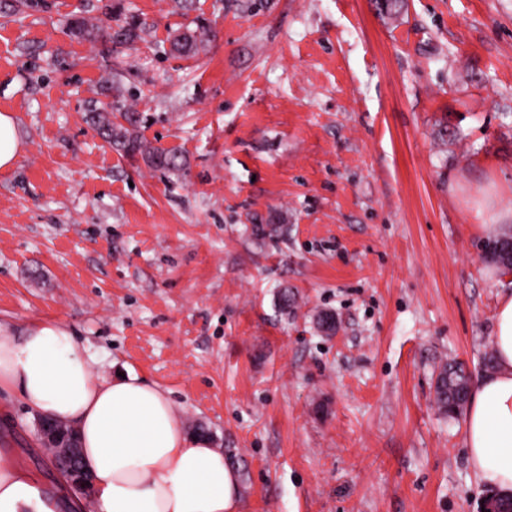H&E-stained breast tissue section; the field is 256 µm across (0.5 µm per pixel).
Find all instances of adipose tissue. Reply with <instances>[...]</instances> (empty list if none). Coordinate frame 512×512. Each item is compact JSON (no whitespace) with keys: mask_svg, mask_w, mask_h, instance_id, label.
Instances as JSON below:
<instances>
[{"mask_svg":"<svg viewBox=\"0 0 512 512\" xmlns=\"http://www.w3.org/2000/svg\"><path fill=\"white\" fill-rule=\"evenodd\" d=\"M494 371L476 379L465 446L481 488L512 496V295L497 309ZM33 415L74 426L91 476L90 512H241L240 477L209 439L190 434L162 388L134 374L97 373L72 328L37 319L0 322V391ZM40 474L0 457V512H58Z\"/></svg>","mask_w":512,"mask_h":512,"instance_id":"ef3b65f1","label":"adipose tissue"}]
</instances>
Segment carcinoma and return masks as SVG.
Returning <instances> with one entry per match:
<instances>
[{"label":"carcinoma","instance_id":"1","mask_svg":"<svg viewBox=\"0 0 512 512\" xmlns=\"http://www.w3.org/2000/svg\"><path fill=\"white\" fill-rule=\"evenodd\" d=\"M70 26L76 35L91 42L114 40L133 44L140 39L141 28L134 22L121 28L113 36L84 17L73 19ZM209 37V30L204 26L178 30L170 38L171 52L182 57H193L204 47ZM88 121L106 142L131 159H141L149 168L167 172L185 169L186 162L176 148L156 146L142 138L139 128L143 117L138 112L130 111L121 99L93 110ZM507 240V236L500 237L489 248L493 260L505 270L512 268V254L501 250V244ZM470 383L471 375L462 363L453 361L442 365L435 381L438 408L450 418L457 417L467 405ZM484 509L485 512H509L512 509V499L490 494L485 499Z\"/></svg>","mask_w":512,"mask_h":512}]
</instances>
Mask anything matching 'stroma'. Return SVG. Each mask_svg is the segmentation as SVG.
Here are the masks:
<instances>
[{
  "label": "stroma",
  "mask_w": 512,
  "mask_h": 512,
  "mask_svg": "<svg viewBox=\"0 0 512 512\" xmlns=\"http://www.w3.org/2000/svg\"><path fill=\"white\" fill-rule=\"evenodd\" d=\"M75 15L141 38L84 40ZM200 25L204 50L171 55ZM119 93L184 171L96 134ZM1 112L22 144L0 170L1 322L63 321L96 372L166 389L244 512H481L435 378L452 358L481 376L512 291L486 241L512 235V0H35L0 12ZM1 429L0 454L57 482L11 391ZM209 37V30L204 26L178 30L170 38V50L182 57H193L204 47V43L209 40Z\"/></svg>",
  "instance_id": "stroma-1"
}]
</instances>
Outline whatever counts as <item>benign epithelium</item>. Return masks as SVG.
<instances>
[{
    "label": "benign epithelium",
    "instance_id": "obj_1",
    "mask_svg": "<svg viewBox=\"0 0 512 512\" xmlns=\"http://www.w3.org/2000/svg\"><path fill=\"white\" fill-rule=\"evenodd\" d=\"M37 431L52 465L63 473L73 487L84 494L90 492L88 474L77 465L80 445L75 430L66 423L53 418L39 417Z\"/></svg>",
    "mask_w": 512,
    "mask_h": 512
}]
</instances>
